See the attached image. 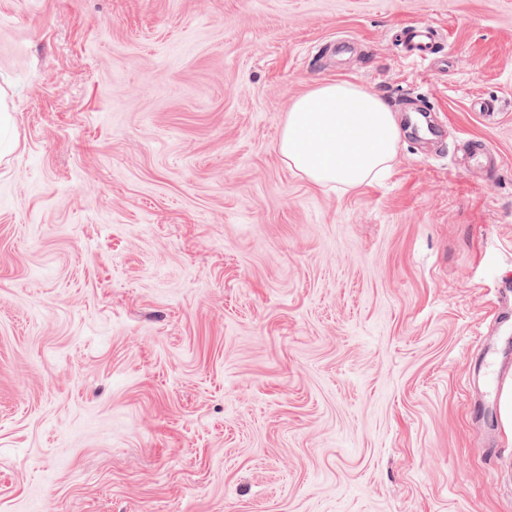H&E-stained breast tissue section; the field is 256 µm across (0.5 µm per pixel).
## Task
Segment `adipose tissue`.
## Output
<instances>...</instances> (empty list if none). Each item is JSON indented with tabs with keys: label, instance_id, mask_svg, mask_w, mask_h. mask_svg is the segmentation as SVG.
<instances>
[{
	"label": "adipose tissue",
	"instance_id": "ef3b65f1",
	"mask_svg": "<svg viewBox=\"0 0 512 512\" xmlns=\"http://www.w3.org/2000/svg\"><path fill=\"white\" fill-rule=\"evenodd\" d=\"M399 141L397 117L381 99L336 81L289 102L279 153L289 169L316 185L353 189L389 168Z\"/></svg>",
	"mask_w": 512,
	"mask_h": 512
}]
</instances>
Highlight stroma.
I'll return each instance as SVG.
<instances>
[{"label": "stroma", "instance_id": "1", "mask_svg": "<svg viewBox=\"0 0 512 512\" xmlns=\"http://www.w3.org/2000/svg\"><path fill=\"white\" fill-rule=\"evenodd\" d=\"M336 80L352 190L278 150ZM0 111V512H512V0H0ZM400 46L413 59L428 60L440 52L435 30L427 25L407 27L401 35ZM400 141L394 112L363 87L326 82L288 104L279 153L322 187L353 189L389 168Z\"/></svg>", "mask_w": 512, "mask_h": 512}]
</instances>
